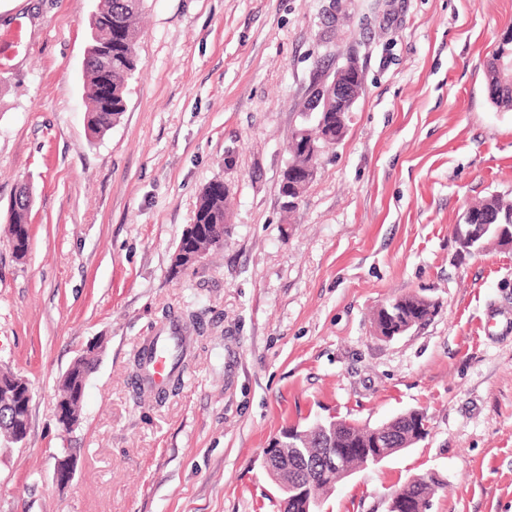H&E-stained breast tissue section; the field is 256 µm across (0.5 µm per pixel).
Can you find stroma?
Wrapping results in <instances>:
<instances>
[{
  "label": "stroma",
  "mask_w": 512,
  "mask_h": 512,
  "mask_svg": "<svg viewBox=\"0 0 512 512\" xmlns=\"http://www.w3.org/2000/svg\"><path fill=\"white\" fill-rule=\"evenodd\" d=\"M101 0H22L25 43L0 69V369L32 392L25 440L0 450V512H280L264 451L330 418L419 410L427 434L324 497L386 512L415 476L429 512H512V248L462 251L476 199L512 196V111L483 61L512 0H144L127 107L88 135L84 59ZM365 90L293 212L279 193L314 81L347 58ZM229 191L224 247L179 274L200 193ZM30 245L8 240L20 186ZM438 306L384 340L372 313ZM185 339L183 382L140 392L134 355ZM77 425L57 386L94 340ZM75 473L57 487L54 456ZM388 308L391 314L398 317L402 322L407 318H411L416 307L421 306L420 318L423 324L431 320L436 313L435 304L422 296L409 294L396 298L388 302ZM421 322L419 320H410L405 323L396 325L387 335H383L380 330L375 329L377 336L383 339L391 340L397 336H402L410 332L414 328H418Z\"/></svg>",
  "instance_id": "obj_1"
}]
</instances>
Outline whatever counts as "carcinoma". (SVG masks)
Returning <instances> with one entry per match:
<instances>
[{
  "label": "carcinoma",
  "instance_id": "carcinoma-1",
  "mask_svg": "<svg viewBox=\"0 0 512 512\" xmlns=\"http://www.w3.org/2000/svg\"><path fill=\"white\" fill-rule=\"evenodd\" d=\"M141 5L142 0H103V6L96 14L98 42H112V54L103 61L100 54L92 52L85 61V121L93 138L104 136L126 111L128 81L141 67L137 53ZM103 77L112 81V97L108 99L97 95V84ZM313 115L315 132L318 134L334 136L336 132L346 130L342 113L336 111L334 102L326 110L321 106L316 108ZM226 197L224 187L213 182L205 188L197 201L193 224L199 231V249L205 254L221 246L218 238L224 235V224L228 220ZM30 207L31 204L26 199H19L13 203L10 216L9 236L13 251L19 258L25 257L29 248ZM476 207L509 214L512 213V199L490 195L476 203ZM418 306L421 307V321L425 323L436 313L434 303L415 294L404 295L388 302L390 313L403 322L413 316ZM172 340L173 344L167 355L173 364V370L168 388L157 392L160 400L181 386L183 337L174 336ZM92 366L93 361L89 360L85 366L76 370L73 377L61 378L58 396H63L71 384L84 387ZM28 418L29 407L16 404L14 399L4 393L0 395V424L14 421L23 423ZM424 419L426 416L423 412L409 411L394 419L391 428L403 440L414 445L427 434ZM323 426L324 430L319 433L316 432L315 423L304 428H291L295 433L297 447L303 451V457L296 458L291 463V473L299 478V483L296 484L295 495L288 500V512H305L308 500L315 498L316 493L324 490V487L333 486L341 480L339 471L331 466V460L336 455H343V464L353 471L374 465V457L379 451L378 428L359 426L347 421L335 425L325 422ZM439 485L440 482L434 475L417 477L397 489V493L409 505V512H420V505L435 493Z\"/></svg>",
  "mask_w": 512,
  "mask_h": 512
}]
</instances>
